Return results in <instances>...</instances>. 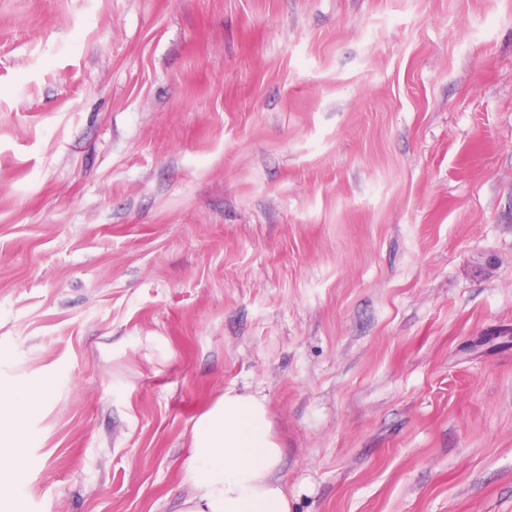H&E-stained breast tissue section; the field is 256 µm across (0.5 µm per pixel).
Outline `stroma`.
Here are the masks:
<instances>
[{
    "label": "stroma",
    "instance_id": "35a3bbf8",
    "mask_svg": "<svg viewBox=\"0 0 512 512\" xmlns=\"http://www.w3.org/2000/svg\"><path fill=\"white\" fill-rule=\"evenodd\" d=\"M0 512H177L266 399L291 512H512V0H0ZM40 384L0 385V498L16 497L22 490L23 448L12 428L29 416L43 398Z\"/></svg>",
    "mask_w": 512,
    "mask_h": 512
}]
</instances>
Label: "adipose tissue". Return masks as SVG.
<instances>
[{
  "label": "adipose tissue",
  "instance_id": "obj_1",
  "mask_svg": "<svg viewBox=\"0 0 512 512\" xmlns=\"http://www.w3.org/2000/svg\"><path fill=\"white\" fill-rule=\"evenodd\" d=\"M42 385H0V498L22 489L24 452L13 433L43 398ZM282 449L272 435L263 399L225 392L196 421L186 479L191 487L179 512H290L276 479Z\"/></svg>",
  "mask_w": 512,
  "mask_h": 512
}]
</instances>
